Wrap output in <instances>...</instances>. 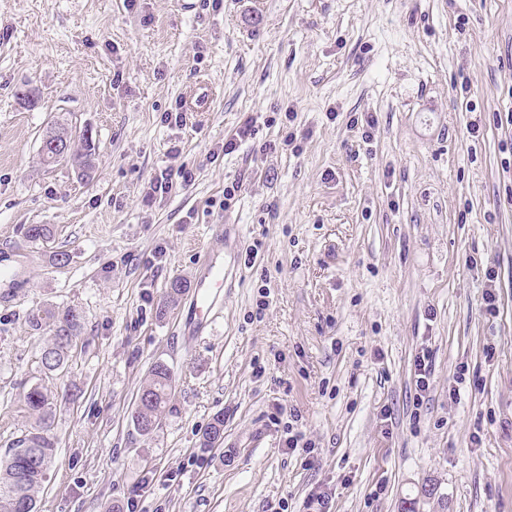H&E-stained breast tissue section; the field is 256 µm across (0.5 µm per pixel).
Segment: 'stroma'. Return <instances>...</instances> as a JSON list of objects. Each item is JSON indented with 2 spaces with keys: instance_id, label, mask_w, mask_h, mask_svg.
Returning <instances> with one entry per match:
<instances>
[{
  "instance_id": "stroma-1",
  "label": "stroma",
  "mask_w": 512,
  "mask_h": 512,
  "mask_svg": "<svg viewBox=\"0 0 512 512\" xmlns=\"http://www.w3.org/2000/svg\"><path fill=\"white\" fill-rule=\"evenodd\" d=\"M509 113L512 0H0V455L40 388L38 512H308L320 493L329 512H512ZM61 124L91 133L92 182L41 164ZM171 166L191 184L146 198ZM210 252L238 262L194 336L189 297L157 306ZM51 305L82 316L55 373L28 323ZM156 362L174 394L144 435ZM414 366H415V377H416V387L417 393L416 395V407L419 408L422 402V398L424 397V394L429 389V379L431 374V368H432V361L431 357L429 355V352L426 350H422L421 353H418V355L415 357L414 360ZM171 373L165 363L156 362L149 370L148 379L139 389L132 421L141 434H151L160 424L172 395Z\"/></svg>"
}]
</instances>
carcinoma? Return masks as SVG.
Masks as SVG:
<instances>
[{
	"mask_svg": "<svg viewBox=\"0 0 512 512\" xmlns=\"http://www.w3.org/2000/svg\"><path fill=\"white\" fill-rule=\"evenodd\" d=\"M97 147L87 141L72 150L73 160L85 170L95 169ZM188 283L174 279L165 289L164 298L157 308L158 315H165L186 292ZM34 330H45L54 337L52 345L41 354L45 370L56 372L64 369L69 359L71 345L63 346L59 338L78 337L81 330L80 313L73 308L40 310L29 317ZM171 369L163 362L154 363L148 379L140 387L132 421L143 435L151 434L160 424L171 399ZM28 407L40 414L38 425L17 441L15 447L0 456V512H37L35 493L42 486L54 456V442L47 434L48 398L37 387L26 395ZM224 439V414H218L206 427L200 447L213 448Z\"/></svg>",
	"mask_w": 512,
	"mask_h": 512,
	"instance_id": "1",
	"label": "carcinoma"
}]
</instances>
